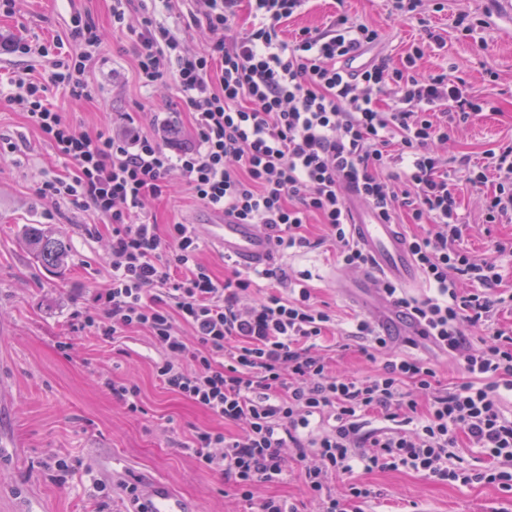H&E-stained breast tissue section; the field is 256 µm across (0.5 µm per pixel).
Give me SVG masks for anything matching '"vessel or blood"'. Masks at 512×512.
Wrapping results in <instances>:
<instances>
[{"mask_svg": "<svg viewBox=\"0 0 512 512\" xmlns=\"http://www.w3.org/2000/svg\"><path fill=\"white\" fill-rule=\"evenodd\" d=\"M348 206L352 233L374 260L368 279L385 277L404 288L416 287L420 272L398 225L387 223L375 211L360 206L357 196L349 197ZM199 229L224 254L246 267H262L273 259L272 243L256 225L237 224L223 212L214 211ZM141 501L144 512H188L184 499L161 482L147 485Z\"/></svg>", "mask_w": 512, "mask_h": 512, "instance_id": "1", "label": "vessel or blood"}]
</instances>
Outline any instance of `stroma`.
Here are the masks:
<instances>
[{
    "label": "stroma",
    "mask_w": 512,
    "mask_h": 512,
    "mask_svg": "<svg viewBox=\"0 0 512 512\" xmlns=\"http://www.w3.org/2000/svg\"><path fill=\"white\" fill-rule=\"evenodd\" d=\"M436 2L425 0L422 13L443 28L445 44L426 50L421 70L458 66L474 93L492 104L440 152L450 161L463 154L478 160L487 149L512 139V24L493 16L492 0H468L472 19L483 22L477 42L457 27L454 0H446L440 12ZM76 12L89 14L103 39L89 68L96 90L93 98L75 101L49 87L57 110L80 132L107 130L129 116L145 132L164 126L173 143H191L189 114L175 85L139 82L132 42L112 27V0H16L12 12L0 11V76L28 71L47 80L56 56L41 54L38 47L59 39L66 51H74L70 17ZM338 13L377 29L380 50L396 56L419 37L418 25L396 20L385 0H309L302 13L283 23V33L323 27ZM15 41L30 45V53L11 52ZM492 72L497 75L493 81L488 78ZM0 137L18 146L16 152L0 154V512H126L121 482L150 479L169 483L190 512H252L223 475L200 468L179 449L196 429L219 428L223 422L164 388L154 372L157 352L148 336L133 332L112 344L78 329L75 313L94 306L110 286V232L90 210L39 195L41 183L62 174L63 165L23 112L3 103ZM459 200L468 225L465 245L475 259L488 257L495 244L512 245V223H486L482 203L468 185H461ZM151 211L165 225L175 218L199 221L206 209L176 178L170 196L152 204ZM24 224L42 225L66 239L70 260L63 275L32 262L20 239ZM306 234L314 248L275 256L274 265L310 272L311 288L336 322L355 315L389 321L391 308L375 295H347L336 287V247L324 227L308 224ZM62 342L70 343L69 353L59 350ZM325 344L338 371L365 376L374 370L357 339L331 333ZM394 353L434 364L440 390H453L466 379L458 360L424 344L409 347L405 337H392L380 356ZM107 377L137 384L142 412H128L114 402L103 385ZM60 459L72 468L63 479L55 466ZM351 479L371 491L362 512H499L512 506V497L494 485L464 486L380 467L333 478V493L343 494ZM104 485L111 486L110 496H102Z\"/></svg>",
    "instance_id": "stroma-1"
}]
</instances>
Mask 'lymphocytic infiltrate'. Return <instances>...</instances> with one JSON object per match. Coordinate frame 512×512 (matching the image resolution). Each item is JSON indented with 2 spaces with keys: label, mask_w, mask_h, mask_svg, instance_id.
<instances>
[{
  "label": "lymphocytic infiltrate",
  "mask_w": 512,
  "mask_h": 512,
  "mask_svg": "<svg viewBox=\"0 0 512 512\" xmlns=\"http://www.w3.org/2000/svg\"><path fill=\"white\" fill-rule=\"evenodd\" d=\"M238 1L112 0V24L135 47L139 81L173 80L195 148L173 150L134 125L80 132L53 108L48 87L77 100L94 92L85 73L102 41L90 16L72 15L78 49L56 61L49 82H11L5 103L25 112L66 167L42 182L40 195L89 207L112 228V286L98 307L81 312L82 328L105 342L144 333L163 386L236 427L233 435L195 431L180 448L223 474L242 499L257 500L259 512H300L291 499L255 496L258 482L279 481L293 461L317 512H356L369 489L352 483L338 497L328 479L359 466L511 493L512 333L490 326L495 309L512 304L501 287L507 249L496 245L491 260L470 256L455 173L466 172L476 189L496 174L486 221L512 223V142L487 150L481 166L464 155L449 170L440 145L490 103L454 72L420 71L424 47L443 42L421 17V0H388L392 15L418 23L420 43L398 61L376 54L359 72L345 62L378 41L376 29L342 13L288 40L281 26L308 0H246L250 23L240 31ZM164 11L207 28L213 41L190 48L161 19ZM174 173L198 201L259 225L282 251L311 247L305 226L317 216L338 262L353 270L372 259L351 233L348 194L387 222L406 214L428 292L415 297L386 280L379 291L420 325L421 340L463 364L467 381L441 392L433 367L399 354L365 377L336 372L321 345L334 319L302 277L280 268L217 279L200 260L196 225L151 220L148 208L169 194ZM270 278L279 290L262 291L260 280ZM469 326L485 332L467 335ZM373 411L384 425L369 430L364 417ZM461 436L487 466L453 452Z\"/></svg>",
  "instance_id": "1"
}]
</instances>
